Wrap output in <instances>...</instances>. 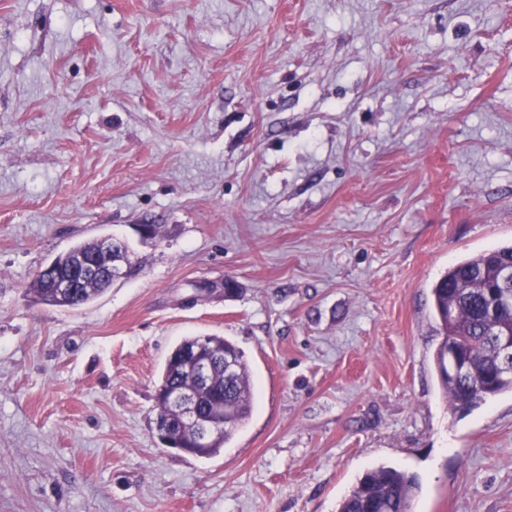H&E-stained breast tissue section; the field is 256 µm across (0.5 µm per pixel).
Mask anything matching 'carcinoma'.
Segmentation results:
<instances>
[{
    "mask_svg": "<svg viewBox=\"0 0 512 512\" xmlns=\"http://www.w3.org/2000/svg\"><path fill=\"white\" fill-rule=\"evenodd\" d=\"M112 240H91L79 243L58 255L45 272L37 274L33 292L48 305L77 308L99 298L112 280L101 274H87L81 287L72 296L61 292L59 284L73 275L74 260L79 252L95 251L100 255L110 250ZM512 262V244L500 246L471 256L448 270L431 288L433 308L441 326L442 338L433 354V362L443 395L452 409H464L503 393H512V376L500 375L493 355V344L487 338L483 315L486 303L485 285H494L500 267ZM191 336L177 345L165 361L157 392L196 387L193 366L182 360L181 352L196 344ZM461 342L468 349L473 370L488 378L485 391L469 390L463 381L448 371L450 344ZM211 351L231 355L237 371L230 380L224 378V368L214 367L209 386L198 388L200 411L216 403L224 404V431L214 437L200 457H210L220 451L249 419L252 411V391L243 351L232 341L217 335L207 337ZM419 488L415 475L393 467L380 465L367 470L339 504L338 512H412V501Z\"/></svg>",
    "mask_w": 512,
    "mask_h": 512,
    "instance_id": "1",
    "label": "carcinoma"
}]
</instances>
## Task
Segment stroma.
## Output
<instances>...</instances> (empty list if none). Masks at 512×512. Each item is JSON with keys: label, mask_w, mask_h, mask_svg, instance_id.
<instances>
[{"label": "stroma", "mask_w": 512, "mask_h": 512, "mask_svg": "<svg viewBox=\"0 0 512 512\" xmlns=\"http://www.w3.org/2000/svg\"><path fill=\"white\" fill-rule=\"evenodd\" d=\"M104 236L126 276L34 300ZM510 243L512 0H0V512H338L380 464L512 512V394L448 409L431 296ZM208 335L253 409L196 458L155 392ZM111 244L112 239L86 241L58 255L48 265L50 266L48 271H39L33 281V292L41 302L60 308L73 309L93 302L111 287L112 282L117 279L112 274L116 277L127 275L128 269H124V266L128 265L124 248L117 249L113 247L108 269L105 271L112 280L109 278L104 279L103 275L95 273L98 271V265L94 260H90L86 262L85 270L94 274L85 275L83 285L81 288H75L73 296L62 293L60 285L73 275L74 260L77 253L96 251L101 256H104L106 251H110ZM57 280L58 284L55 287L54 285ZM67 286L68 283H63L61 288H66Z\"/></svg>", "instance_id": "35a3bbf8"}]
</instances>
